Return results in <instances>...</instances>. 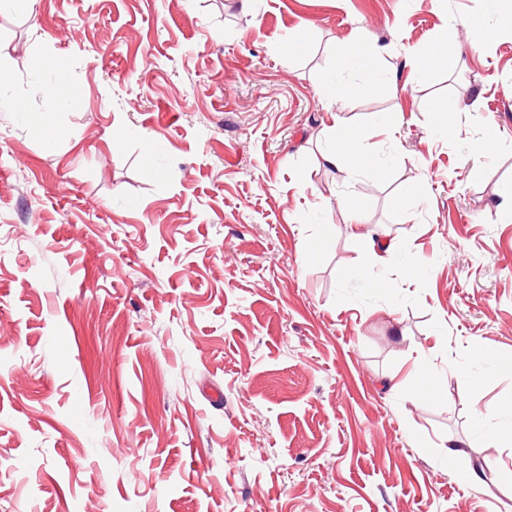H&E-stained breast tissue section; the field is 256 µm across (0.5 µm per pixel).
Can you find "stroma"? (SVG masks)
<instances>
[{"label": "stroma", "instance_id": "35a3bbf8", "mask_svg": "<svg viewBox=\"0 0 512 512\" xmlns=\"http://www.w3.org/2000/svg\"><path fill=\"white\" fill-rule=\"evenodd\" d=\"M486 11L0 12L25 105L0 112V512H512L511 482L467 486L446 450L512 469V31L405 66ZM352 41L377 76L340 68ZM61 73L75 102L45 92ZM339 123L371 166L323 165ZM370 230L390 264L358 253Z\"/></svg>", "mask_w": 512, "mask_h": 512}]
</instances>
